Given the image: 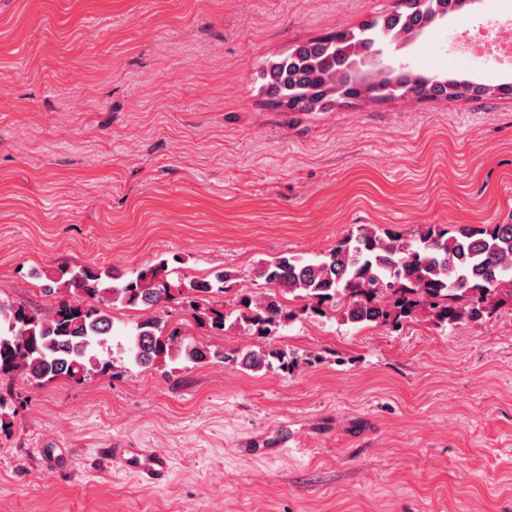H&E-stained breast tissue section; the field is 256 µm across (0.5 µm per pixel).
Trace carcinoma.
<instances>
[{
  "mask_svg": "<svg viewBox=\"0 0 512 512\" xmlns=\"http://www.w3.org/2000/svg\"><path fill=\"white\" fill-rule=\"evenodd\" d=\"M472 0H401L392 10L363 20L357 28L295 45L284 57L257 72L260 90L289 111L319 112L342 98L385 101L403 96L456 101L499 95L512 98V85L426 76L397 70L383 91L369 75L346 79L348 63L377 37L390 42L419 36L436 21L464 12ZM168 259L125 274L111 268L59 266L41 292L53 298L46 309L0 300V377L22 370L42 386L60 377L80 380L108 372L113 360L112 307L146 310L186 305L196 325L224 330V294L237 273L222 270L204 278L170 281ZM257 275L267 292L236 294L235 325L253 336L254 348L240 356L197 345L179 326L153 314L134 323L127 345L117 353L134 367L159 369L170 363L238 361L254 371L273 367L289 372L295 360L273 348L280 329L307 312L340 311L343 322L394 330L426 309L434 323L455 327L493 314L512 285V224H422L409 240L361 224L320 259L280 255L263 262ZM300 299L295 309L288 299Z\"/></svg>",
  "mask_w": 512,
  "mask_h": 512,
  "instance_id": "carcinoma-1",
  "label": "carcinoma"
}]
</instances>
